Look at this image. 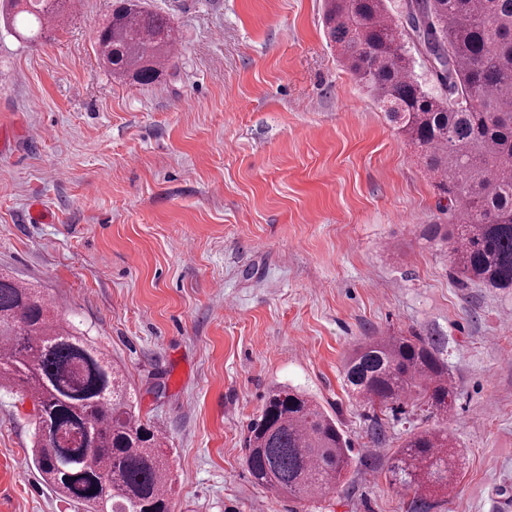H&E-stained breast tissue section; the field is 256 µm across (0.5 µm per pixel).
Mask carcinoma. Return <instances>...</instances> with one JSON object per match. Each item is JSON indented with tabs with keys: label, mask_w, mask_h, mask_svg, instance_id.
<instances>
[{
	"label": "carcinoma",
	"mask_w": 512,
	"mask_h": 512,
	"mask_svg": "<svg viewBox=\"0 0 512 512\" xmlns=\"http://www.w3.org/2000/svg\"><path fill=\"white\" fill-rule=\"evenodd\" d=\"M25 27L59 25L60 0H10ZM324 20L346 70L420 151L447 200L445 232L457 281L512 288V0H411L407 34H394L386 0H326ZM421 47L437 87L423 84L407 42ZM97 51L112 77L151 84L176 58L170 17L118 0ZM0 388L36 409L32 462L79 512H170L164 437L136 414L124 374L86 336L54 315L35 289L0 274ZM350 397L369 406L417 396L447 412L456 397L434 339L365 340L344 365ZM255 484L308 499L344 479L350 444L305 391H268L244 439ZM444 431L411 434L391 459L393 477L421 497L458 477Z\"/></svg>",
	"instance_id": "carcinoma-1"
}]
</instances>
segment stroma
Here are the masks:
<instances>
[{"label": "stroma", "instance_id": "35a3bbf8", "mask_svg": "<svg viewBox=\"0 0 512 512\" xmlns=\"http://www.w3.org/2000/svg\"><path fill=\"white\" fill-rule=\"evenodd\" d=\"M112 3L74 0L32 41L0 22V273L121 367L166 436L171 512H411L390 459L434 430L462 477L431 512H512V289L455 281L431 241L439 194L340 65L324 0H145L179 44L152 85L98 59ZM410 334L439 338L452 410L351 401L344 360ZM276 384L350 442L319 497L271 493L245 467ZM34 427L32 400L0 390V512H74L32 463Z\"/></svg>", "mask_w": 512, "mask_h": 512}]
</instances>
